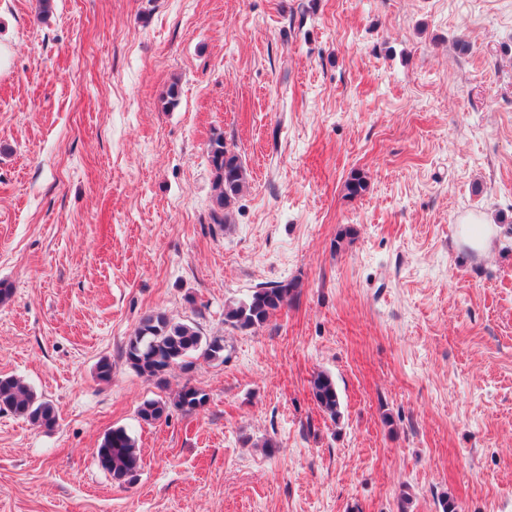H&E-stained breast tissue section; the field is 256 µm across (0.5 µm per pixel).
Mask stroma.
Instances as JSON below:
<instances>
[{
  "label": "stroma",
  "instance_id": "stroma-1",
  "mask_svg": "<svg viewBox=\"0 0 512 512\" xmlns=\"http://www.w3.org/2000/svg\"><path fill=\"white\" fill-rule=\"evenodd\" d=\"M37 5L0 0V376L58 423L0 412V512H512V0ZM217 133L248 173L226 226ZM467 214L500 227L486 255ZM287 280L264 327L225 326ZM155 309L223 360L137 375L121 349ZM187 384L203 409L138 419ZM117 426L130 485L96 458ZM497 229L484 215L469 214L456 226L457 242L474 254L483 255L491 247ZM297 288L293 281L258 286L245 299L224 306V324L239 330L263 327L295 299ZM310 391L319 408L328 413L331 418L338 419L341 415V402L336 387V381L325 372L319 371L310 380ZM96 457L117 483L131 484L139 475L141 457L134 437L124 427H114L104 434Z\"/></svg>",
  "mask_w": 512,
  "mask_h": 512
}]
</instances>
